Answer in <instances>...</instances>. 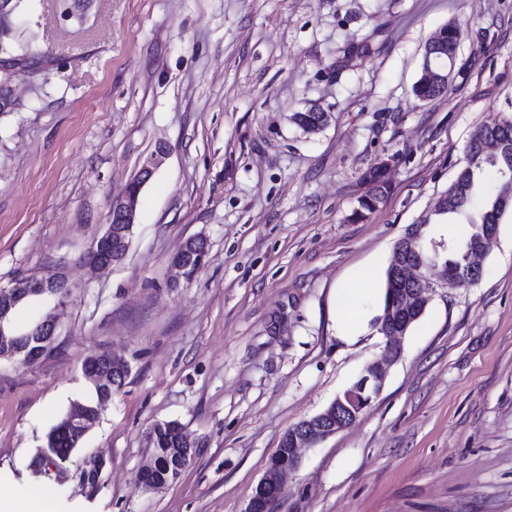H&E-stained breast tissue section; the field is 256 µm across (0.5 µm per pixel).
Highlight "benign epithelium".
<instances>
[{"mask_svg": "<svg viewBox=\"0 0 512 512\" xmlns=\"http://www.w3.org/2000/svg\"><path fill=\"white\" fill-rule=\"evenodd\" d=\"M457 47L458 44L448 42L439 34L427 44L426 58L431 60L435 56L446 57L451 62L456 56ZM425 75V82L434 87L446 84L449 80L447 70L430 64L427 65ZM163 155L164 149H158L143 164L125 192L111 201L106 229L85 255L84 262L92 269L106 270L125 258L127 249L121 226L135 224L139 194L152 177ZM408 250H414L410 241L400 244L394 255L393 266L396 267L398 280L406 285V289L390 299L379 320L378 328L384 338L381 358L369 363L351 386L337 395L326 409L303 420L285 435L283 445L288 448V456L272 457L268 470L248 501L245 512H267L270 504L280 495L282 476L299 466L302 450L312 448L350 427L380 395L386 367L401 358L402 338L411 325L424 314L429 302L422 286L423 265L412 262L406 255ZM208 252L206 239L198 237L186 241L171 260V268L175 272L173 284L177 285L187 278L189 260L195 263L196 270H202ZM435 280L439 288H460L467 283V280L448 273L446 267L435 276ZM70 296L71 286L60 272L42 277L29 276L7 286H0V342H4V348L0 349V361L18 360L34 364L37 358L45 356L56 340L57 312L68 305ZM32 303L40 305L44 315L34 324H19L16 311ZM32 342L40 346L36 358L28 354L29 344ZM107 364L108 369H101L91 375L96 383L110 384L128 376L129 365L126 360H109ZM70 420L75 425V430L84 434L97 423L96 415L81 406L70 413Z\"/></svg>", "mask_w": 512, "mask_h": 512, "instance_id": "obj_1", "label": "benign epithelium"}]
</instances>
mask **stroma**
<instances>
[{
    "instance_id": "obj_1",
    "label": "stroma",
    "mask_w": 512,
    "mask_h": 512,
    "mask_svg": "<svg viewBox=\"0 0 512 512\" xmlns=\"http://www.w3.org/2000/svg\"><path fill=\"white\" fill-rule=\"evenodd\" d=\"M0 41L35 36L0 111V285L64 272L72 298L49 354L0 363V482L53 485L59 512H244L289 428L326 408L384 339L373 325L396 242L430 238L473 130L512 118V0H10ZM465 34L449 91L418 100L424 46ZM317 106L316 133L291 116ZM126 258L83 255L157 149ZM391 186L354 218L364 173ZM205 237L208 262L172 284ZM374 270L346 338L338 293ZM114 349L124 387L68 461L50 428L88 397L83 360ZM201 444L147 489L150 427ZM100 464L96 483L84 472ZM274 512H512V214L479 282L433 290L384 387L307 449ZM208 252L209 245L206 239L198 237L186 241L183 248L173 256L171 260V268L175 272L173 284L176 285L179 284L181 280H186L187 270L189 274L188 279H192L194 274V264H192L191 267L190 265L193 261H195L196 272L202 270L206 265L205 260L208 258ZM187 255L190 256V262L188 264L185 261Z\"/></svg>"
}]
</instances>
